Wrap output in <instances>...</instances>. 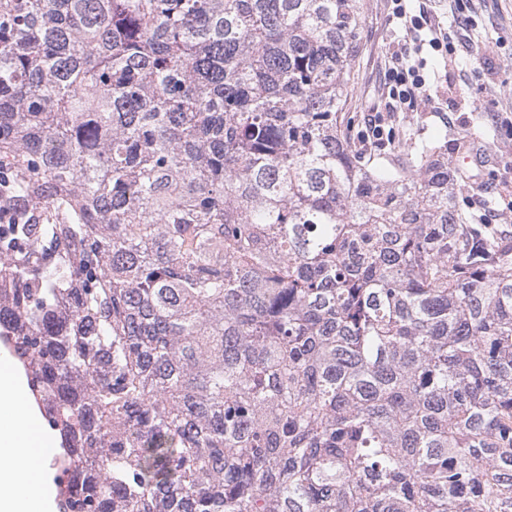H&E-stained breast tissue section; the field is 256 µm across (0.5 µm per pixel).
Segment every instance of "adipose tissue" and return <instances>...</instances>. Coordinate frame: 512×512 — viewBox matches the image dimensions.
Wrapping results in <instances>:
<instances>
[{
	"mask_svg": "<svg viewBox=\"0 0 512 512\" xmlns=\"http://www.w3.org/2000/svg\"><path fill=\"white\" fill-rule=\"evenodd\" d=\"M56 442L42 426L14 358L0 354V512H56V487L38 448Z\"/></svg>",
	"mask_w": 512,
	"mask_h": 512,
	"instance_id": "obj_1",
	"label": "adipose tissue"
}]
</instances>
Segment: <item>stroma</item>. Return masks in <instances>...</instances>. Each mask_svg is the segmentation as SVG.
<instances>
[{"instance_id": "stroma-1", "label": "stroma", "mask_w": 512, "mask_h": 512, "mask_svg": "<svg viewBox=\"0 0 512 512\" xmlns=\"http://www.w3.org/2000/svg\"><path fill=\"white\" fill-rule=\"evenodd\" d=\"M390 5V0H365L350 105L354 124L349 135L354 141L367 115L384 108L383 58L394 40L387 25ZM407 5L414 11L427 9L432 23L448 32L456 48V63L447 67L440 58L429 59V68L436 72L432 99L392 113L391 123L397 132L415 128L425 136L447 127L448 156L456 162L461 159L459 137L476 127L485 130L482 144L489 160L484 167L470 168L469 174L483 187L479 200L489 222L504 224L512 206L500 199L498 191L502 180L512 177V136L500 122L512 120V0H475L476 27L471 31L453 27L448 0H408Z\"/></svg>"}]
</instances>
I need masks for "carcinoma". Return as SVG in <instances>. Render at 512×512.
<instances>
[{
    "label": "carcinoma",
    "mask_w": 512,
    "mask_h": 512,
    "mask_svg": "<svg viewBox=\"0 0 512 512\" xmlns=\"http://www.w3.org/2000/svg\"><path fill=\"white\" fill-rule=\"evenodd\" d=\"M363 0H0V335L64 512H512V233L448 129L365 159Z\"/></svg>",
    "instance_id": "cac0c4a2"
}]
</instances>
